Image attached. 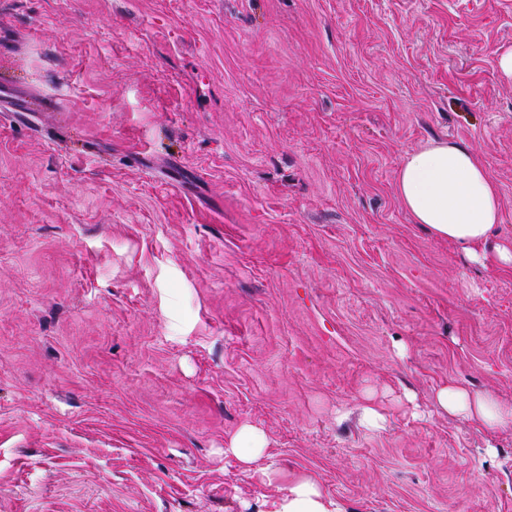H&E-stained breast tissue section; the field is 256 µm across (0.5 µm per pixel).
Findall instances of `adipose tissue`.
Returning a JSON list of instances; mask_svg holds the SVG:
<instances>
[{
  "label": "adipose tissue",
  "mask_w": 512,
  "mask_h": 512,
  "mask_svg": "<svg viewBox=\"0 0 512 512\" xmlns=\"http://www.w3.org/2000/svg\"><path fill=\"white\" fill-rule=\"evenodd\" d=\"M397 194L415 223L426 225L440 238L455 244L473 262L495 258L502 269L512 268V246L491 245L490 235L500 221V193L485 166L465 146L437 141L408 153L400 166ZM437 403L449 414L463 417L480 428L496 431L512 427V407L484 393L447 385ZM266 439L246 428L228 447L249 470L271 477L263 465ZM273 512H347L344 504L323 492L315 478L301 475L274 504Z\"/></svg>",
  "instance_id": "obj_1"
}]
</instances>
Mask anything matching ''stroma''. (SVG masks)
<instances>
[{"label":"stroma","instance_id":"stroma-1","mask_svg":"<svg viewBox=\"0 0 512 512\" xmlns=\"http://www.w3.org/2000/svg\"><path fill=\"white\" fill-rule=\"evenodd\" d=\"M510 55L512 0H0L57 106L0 111V512H512V428L436 401L512 406V272L396 192L468 146L512 241ZM437 403L449 414L461 416L482 429L496 431L512 427V407H507L484 393L449 384L437 394ZM266 439L264 434L255 428H245L234 437L225 452L232 453L248 470L260 474L267 479L275 474L269 466L263 465L262 460L265 456ZM273 506L271 512H348L341 501L325 494L309 475L295 478Z\"/></svg>","mask_w":512,"mask_h":512}]
</instances>
